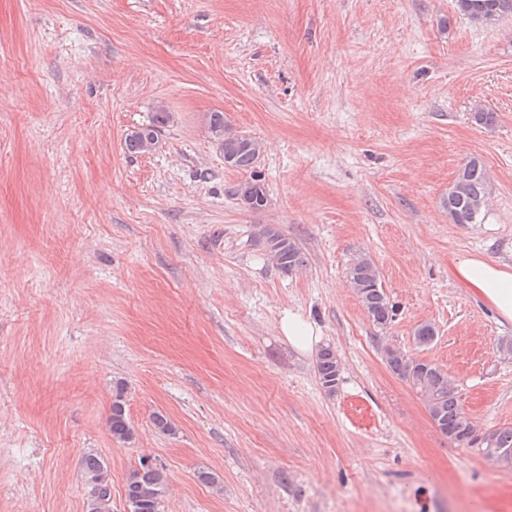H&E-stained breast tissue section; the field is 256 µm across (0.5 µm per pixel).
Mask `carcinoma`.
<instances>
[{
  "label": "carcinoma",
  "mask_w": 512,
  "mask_h": 512,
  "mask_svg": "<svg viewBox=\"0 0 512 512\" xmlns=\"http://www.w3.org/2000/svg\"><path fill=\"white\" fill-rule=\"evenodd\" d=\"M455 6L472 23L481 26H489L512 16V0H455ZM168 120L169 115L165 110H157L152 124L127 137V151L145 154L154 150L158 144L159 125ZM208 130L224 156L230 158L228 167L247 170L256 165L262 152L261 142L253 136L247 141L237 140L235 132L224 120V113L209 114ZM455 183L456 187L448 188V198L444 201L448 219L453 224H474L489 194L481 161L476 157L467 160L458 170ZM244 187L249 189L248 208L260 210L266 206L267 192L263 183L256 180L242 183L234 189V193H239ZM259 238L263 241L267 256L281 272L289 274L305 264L301 247L276 228L262 227ZM346 279L372 322L381 327L390 324L395 316V306L382 286L374 261L366 255L356 257L347 268ZM435 338L436 331L430 323H422L414 331V342L418 347L430 345ZM384 359L389 369L423 399L431 421L451 442L465 448H475L499 466H512V427L492 430L479 428L449 385L447 373L437 365L395 348L384 349ZM315 368L324 392L329 396L334 395L341 369L336 351L330 346L322 348L316 357ZM110 431L115 440L123 443L133 438V429L126 413L125 390L121 385L116 386L112 395ZM81 475L88 484H100V496L88 500L87 512H111L110 471L104 459L95 454L85 456ZM168 487L166 470L144 459L126 480L125 500L131 503L132 512H160Z\"/></svg>",
  "instance_id": "1"
}]
</instances>
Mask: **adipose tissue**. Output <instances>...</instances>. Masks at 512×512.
<instances>
[{"instance_id": "obj_1", "label": "adipose tissue", "mask_w": 512, "mask_h": 512, "mask_svg": "<svg viewBox=\"0 0 512 512\" xmlns=\"http://www.w3.org/2000/svg\"><path fill=\"white\" fill-rule=\"evenodd\" d=\"M456 275L496 314L499 324H512V271L480 257L458 262Z\"/></svg>"}]
</instances>
